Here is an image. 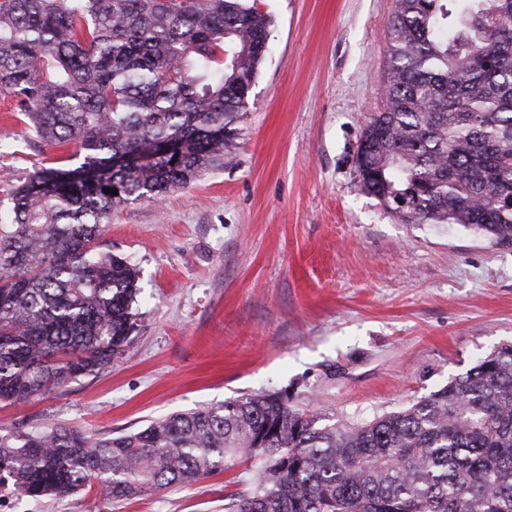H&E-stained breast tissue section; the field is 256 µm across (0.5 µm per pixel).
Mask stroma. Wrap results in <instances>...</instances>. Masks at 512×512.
Returning <instances> with one entry per match:
<instances>
[{
	"label": "stroma",
	"mask_w": 512,
	"mask_h": 512,
	"mask_svg": "<svg viewBox=\"0 0 512 512\" xmlns=\"http://www.w3.org/2000/svg\"><path fill=\"white\" fill-rule=\"evenodd\" d=\"M271 21L252 107L223 161L159 202L115 211L101 241L139 271L129 354L0 425L130 432L258 392L349 422L411 405L512 343V245L405 224L358 187L360 136L385 101L394 0H257ZM0 214L39 165L78 166L0 97ZM246 466L130 500L100 486L0 512H224Z\"/></svg>",
	"instance_id": "1"
}]
</instances>
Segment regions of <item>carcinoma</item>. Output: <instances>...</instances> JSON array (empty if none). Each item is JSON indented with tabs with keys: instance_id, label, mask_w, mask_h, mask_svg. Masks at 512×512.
<instances>
[{
	"instance_id": "cac0c4a2",
	"label": "carcinoma",
	"mask_w": 512,
	"mask_h": 512,
	"mask_svg": "<svg viewBox=\"0 0 512 512\" xmlns=\"http://www.w3.org/2000/svg\"><path fill=\"white\" fill-rule=\"evenodd\" d=\"M270 25L249 0H0V95L40 143L83 155L30 172L0 224V403L129 351L138 273L102 250L101 227L224 159ZM387 55L361 191L405 224L511 245L512 0H395ZM251 462L224 512H512V344L360 423L259 393L116 436L0 427V486L32 498L97 482L124 500Z\"/></svg>"
}]
</instances>
